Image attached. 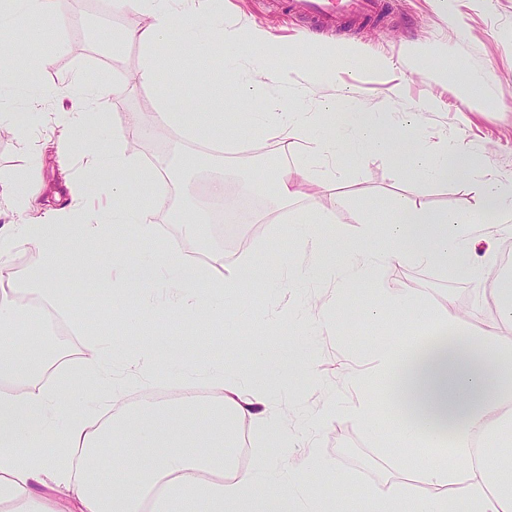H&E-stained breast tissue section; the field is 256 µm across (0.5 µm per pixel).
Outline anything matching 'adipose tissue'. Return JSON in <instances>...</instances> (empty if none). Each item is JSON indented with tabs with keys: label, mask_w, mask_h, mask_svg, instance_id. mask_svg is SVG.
Returning <instances> with one entry per match:
<instances>
[{
	"label": "adipose tissue",
	"mask_w": 512,
	"mask_h": 512,
	"mask_svg": "<svg viewBox=\"0 0 512 512\" xmlns=\"http://www.w3.org/2000/svg\"><path fill=\"white\" fill-rule=\"evenodd\" d=\"M7 2L0 9L1 46L11 43L16 25L55 13V0ZM112 8L148 15L145 26L125 34L145 50L161 42L183 49L205 42L224 48L226 57H247L249 69L232 72L231 78L251 111L262 116L266 138L292 146L314 134L312 154L272 178L280 203L296 198L299 183L311 177L314 167H332L342 177L347 162L370 154L393 157L405 175L426 183L456 179L472 164L474 151L463 142L433 151L422 147L421 114L438 108L437 99H427L421 111L397 116L368 111L349 93L313 106L299 92L273 98L271 88L293 84L299 50L289 48L276 67H269L266 52L274 48L275 37L268 29L225 23L223 13L199 9L197 0H112ZM316 45L324 63L320 75L328 83L361 66L363 55L352 44L320 39ZM123 92L121 85L99 82L80 91L63 87L57 94L69 99L64 119L76 129L94 101ZM158 109L159 126L206 137V114L172 109L164 92ZM83 150L89 175L98 178L96 195L112 201L111 223L82 211L64 216L38 209L36 193L17 192L12 182L0 178V199L29 215L25 223L0 226V275L17 249L31 248L40 256L22 287L0 290V503L10 504L12 512H326L302 474L309 469L330 471V463L316 448L309 449L303 461H294L295 443L283 435L282 411L259 377L242 372L234 361L211 365L219 392L209 399L184 395L165 405L148 400L134 411L103 420L92 418L81 404L76 393L81 384L89 385L90 400L112 408L123 402L129 382L148 379V366L163 365L177 378L188 370L185 358L175 349L150 346L132 361L122 346L99 341L77 377L61 385L46 383L54 361L45 353L44 333L36 332L31 322L41 305L81 311V297L62 295L58 286L61 273H82L85 256L79 244L106 240L127 226L143 237L155 234L148 209L128 191L127 175L136 170L158 181L161 173L128 153L118 128L112 131L111 154L89 146ZM492 211L498 223H488ZM323 222L320 216L304 221L298 240L305 248L327 246L335 257L321 268L296 269V277L324 272L345 284L371 286L385 301L384 308L371 310V317L387 310L405 317L413 312L415 298L403 289L386 287L376 277L378 269L410 261L477 279L470 257L478 240L490 242L512 230V176L487 172L475 204L465 210L440 213L426 204L399 202L381 223H360L358 247L328 237ZM254 279L248 259L229 276L213 278L178 252L166 251L145 258L135 270H120L107 298L112 301L132 290L145 293L143 304L125 312L132 326L145 324L161 310L194 327L222 306L225 294L244 292ZM158 286L168 293L162 304L150 297ZM431 319L436 335L422 331L376 343L370 373L355 382L360 397L349 417L404 449L405 469L416 472L426 486L421 494L395 484L376 490L366 512H512V457L504 453L512 446V412L503 409L512 402V382L501 375L512 368V350L500 347L495 331L473 335L455 314L435 313ZM19 329L28 336L29 353L13 347ZM384 390L392 402L387 411L378 402ZM246 419L274 438L276 446L251 468L234 470L227 449L228 425ZM447 432L454 437L453 445L442 440ZM115 440L124 454L110 470L98 469L96 458ZM220 473L224 481L214 482ZM62 490L71 495V505L57 499Z\"/></svg>",
	"instance_id": "ef3b65f1"
}]
</instances>
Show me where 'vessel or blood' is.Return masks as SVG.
Segmentation results:
<instances>
[{
  "label": "vessel or blood",
  "mask_w": 512,
  "mask_h": 512,
  "mask_svg": "<svg viewBox=\"0 0 512 512\" xmlns=\"http://www.w3.org/2000/svg\"><path fill=\"white\" fill-rule=\"evenodd\" d=\"M288 16L300 20L309 33L343 31L348 23L378 21L384 17L383 0H283Z\"/></svg>",
  "instance_id": "vessel-or-blood-1"
}]
</instances>
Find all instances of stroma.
Masks as SVG:
<instances>
[{"mask_svg":"<svg viewBox=\"0 0 512 512\" xmlns=\"http://www.w3.org/2000/svg\"><path fill=\"white\" fill-rule=\"evenodd\" d=\"M459 11L461 27L456 30L447 18L432 10L428 0H391L386 22L342 33L341 39L359 47L367 58L383 56L400 62L399 69L389 76H379L367 67L350 80L351 91L368 108L411 112L429 97H439L440 108L421 117L427 143L462 137L480 157L478 170L446 183H421L398 174L388 157L371 155L351 163L344 181H337L328 172L304 181L299 195L285 208L276 201L271 184H264L257 193L262 209L231 234L224 226L210 223L199 225L195 237H188L183 225L167 224V211L179 207L205 213L198 195L201 184L220 176L227 186L238 185L243 163L252 156L266 155L272 143L255 127L234 84L225 76L224 57L214 48L186 53L174 70L167 66L168 44L153 50L160 85L170 88L174 106L182 107L192 100L213 113L211 137L223 141L228 149L206 152L199 142L176 132L160 145L145 142L137 151L144 164L176 167L194 160L198 166L187 169L180 181L168 184L166 191L138 178L132 180L131 189L146 205H151L154 195H163L164 204L153 207L151 221L166 225L163 241L171 250L183 255L196 253L201 266L211 265V250H223L228 272L246 256L256 266L255 282L247 290L248 305H224L207 323L206 343L187 348L186 354L199 371L231 359L242 370L267 377L271 397L288 413V435L296 441V458H303L309 445H316L332 462L333 474L346 477L337 504L339 512H364L367 494L397 480L413 492L422 491L423 486L417 475H399L397 448L379 446L355 421L338 416L317 428L312 424L314 416L327 400L350 402L351 378L367 368L372 342L419 330L422 313L451 306L463 326L480 332L494 318L488 289L500 287L502 279L512 274L504 269L502 260L486 264V252L481 247L472 256L475 264L486 267L481 291L459 275L437 267H381L379 280L387 287L412 292L417 311L404 319L380 322L373 321L369 311L381 300L363 286L341 292L336 282L325 278L298 283L289 277L291 269L324 260L322 252L302 249L297 243L296 218L308 219L316 213L328 216L330 231L353 243L359 220L381 218L398 199L425 201L438 210H464L475 201L481 172L512 175V0H459ZM224 20L267 27L286 43H298L303 34L288 15L271 11L266 0H224ZM146 21V15L139 12L113 11L110 0H57L52 18L13 30L12 39L21 53L0 56V62L21 65L48 54L52 63L34 76L33 87L42 94L39 112H28L24 96L0 92V110L12 114L21 125L20 130L0 132V177L18 179L28 187H43L45 197L55 198L56 208L65 211L83 200H94L81 153H74L67 181L53 158L40 153L46 137L66 132L59 116L69 104L54 91L78 79L124 86L122 96L96 104L90 113L91 123L81 128L82 136L98 140L103 152L112 150V128L129 134L152 127L157 87L135 83L144 51L139 44L121 38L123 32ZM442 47L483 82L484 106L471 109L460 99L455 72L444 74L415 62L414 50ZM396 84L401 85L402 93L395 98L390 89ZM87 251L95 257V274L80 282L63 279L60 287L66 294L82 292L86 302L94 303L112 269L134 266L142 257L155 254L156 243L131 236L88 245ZM46 328L59 346L56 356L62 374L78 368L85 353L84 337L109 340L132 333L137 341L151 343L159 337L177 341L185 333L180 320L173 316H158L133 332L124 318L111 319L98 312L87 313L77 325L64 317L58 323H47ZM256 350L274 351L276 357L268 362L257 360L252 356ZM183 392L212 394L199 373L176 384L161 368L150 386L130 387L127 406L135 408L147 397L172 402Z\"/></svg>","mask_w":512,"mask_h":512,"instance_id":"1","label":"stroma"}]
</instances>
